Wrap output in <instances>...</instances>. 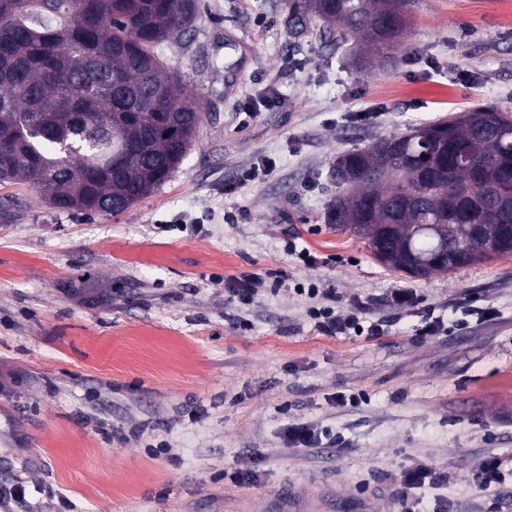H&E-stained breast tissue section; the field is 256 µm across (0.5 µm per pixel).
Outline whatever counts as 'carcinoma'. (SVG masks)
<instances>
[{"mask_svg": "<svg viewBox=\"0 0 512 512\" xmlns=\"http://www.w3.org/2000/svg\"><path fill=\"white\" fill-rule=\"evenodd\" d=\"M411 0H288V34L311 25L363 59L404 52ZM198 0H0V185L22 182L57 212L121 215L172 177L202 101L164 60ZM350 178L327 223L367 239L411 276L406 256L512 255V114L479 106L339 153Z\"/></svg>", "mask_w": 512, "mask_h": 512, "instance_id": "obj_1", "label": "carcinoma"}]
</instances>
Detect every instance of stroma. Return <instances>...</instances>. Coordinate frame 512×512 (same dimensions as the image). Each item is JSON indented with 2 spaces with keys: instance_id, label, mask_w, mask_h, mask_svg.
Returning a JSON list of instances; mask_svg holds the SVG:
<instances>
[{
  "instance_id": "obj_1",
  "label": "stroma",
  "mask_w": 512,
  "mask_h": 512,
  "mask_svg": "<svg viewBox=\"0 0 512 512\" xmlns=\"http://www.w3.org/2000/svg\"><path fill=\"white\" fill-rule=\"evenodd\" d=\"M405 42L396 65L363 72L355 44L289 38L288 0H199L193 31L163 49L204 102L171 179L118 216L0 185L14 512H268L287 489L314 512H401L395 480L420 462L444 479L414 490L417 512H512V485L477 479L488 459L512 464V256L414 278L325 221L337 153L477 105L512 111V0H413ZM267 158L270 174L243 181ZM241 274L248 305L226 291ZM309 281L317 299L295 291ZM402 288L415 309L392 306ZM326 305L391 326L325 336L311 310ZM301 423L330 441L288 447ZM253 451L261 482L225 479Z\"/></svg>"
}]
</instances>
